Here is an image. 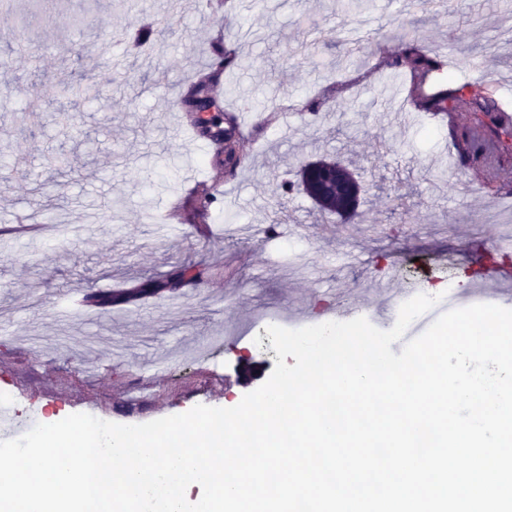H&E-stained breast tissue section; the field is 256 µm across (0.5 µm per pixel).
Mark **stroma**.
Wrapping results in <instances>:
<instances>
[{"instance_id": "1", "label": "stroma", "mask_w": 512, "mask_h": 512, "mask_svg": "<svg viewBox=\"0 0 512 512\" xmlns=\"http://www.w3.org/2000/svg\"><path fill=\"white\" fill-rule=\"evenodd\" d=\"M170 0L152 45L124 33L145 22L139 0H61L18 40L27 8L0 13V226L16 211L52 208L75 236L34 247L0 244V390L11 416L29 425L52 407L133 425L220 407L243 397L236 354L247 350L268 379L277 355L263 312L338 313L350 298L383 307L374 273L397 293L438 288L453 277L467 298L485 268L484 216L512 205V128L500 132L495 179L476 182L447 123L412 108L407 69L381 66L377 45L401 52L400 24L420 20L418 44L469 74L474 89L503 102L512 84V0H372L362 14L338 0ZM241 64L226 72L221 102L251 136L252 161L227 175L173 104L206 69L216 33ZM75 125L62 127L64 115ZM336 157L362 181L356 216L324 214L281 183L301 166ZM220 176L208 224L219 237L158 223L184 183ZM209 269L201 282L110 309L73 315L54 301L137 287L175 267ZM348 307V306H347Z\"/></svg>"}]
</instances>
